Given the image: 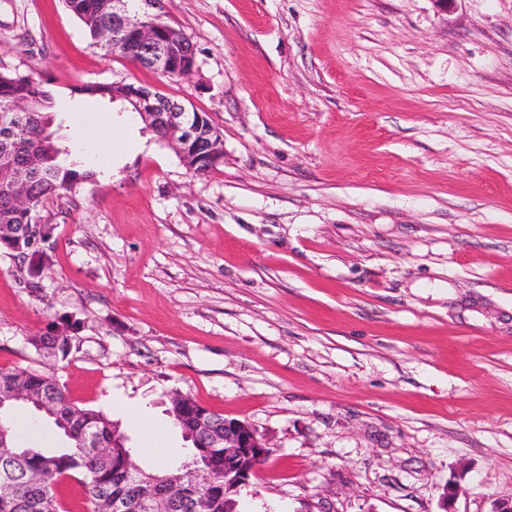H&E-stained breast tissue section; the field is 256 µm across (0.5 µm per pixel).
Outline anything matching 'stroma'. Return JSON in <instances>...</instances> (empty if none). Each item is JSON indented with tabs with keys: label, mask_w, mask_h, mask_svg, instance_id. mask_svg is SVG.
<instances>
[{
	"label": "stroma",
	"mask_w": 512,
	"mask_h": 512,
	"mask_svg": "<svg viewBox=\"0 0 512 512\" xmlns=\"http://www.w3.org/2000/svg\"><path fill=\"white\" fill-rule=\"evenodd\" d=\"M194 46L172 80L87 36L63 0H0V69L63 126L146 85L206 113L196 175L144 124L44 203L36 287L0 250V367L54 365L126 422L190 395L270 456L241 512H494L512 500V0H160ZM56 364L30 344L66 322Z\"/></svg>",
	"instance_id": "stroma-1"
}]
</instances>
